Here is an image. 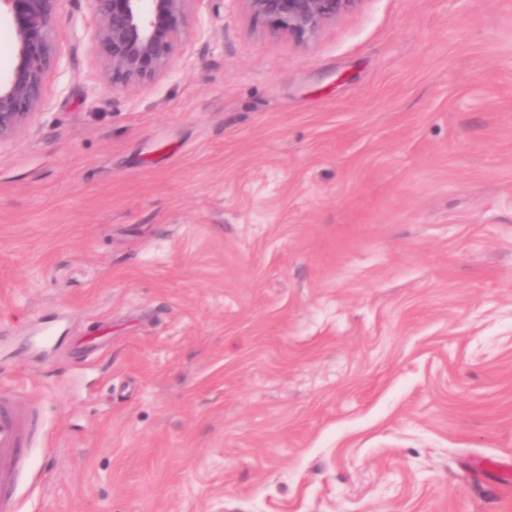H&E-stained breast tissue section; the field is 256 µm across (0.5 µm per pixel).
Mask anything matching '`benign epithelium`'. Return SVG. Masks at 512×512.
<instances>
[{
	"instance_id": "benign-epithelium-1",
	"label": "benign epithelium",
	"mask_w": 512,
	"mask_h": 512,
	"mask_svg": "<svg viewBox=\"0 0 512 512\" xmlns=\"http://www.w3.org/2000/svg\"><path fill=\"white\" fill-rule=\"evenodd\" d=\"M95 15L93 46L108 64L114 92L154 79L168 67L178 23L192 0H88ZM275 35L302 38L351 11L359 0H245ZM64 0H0V20L14 34V65L0 76V144L24 131L42 105L57 62L53 20Z\"/></svg>"
}]
</instances>
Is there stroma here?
<instances>
[{"label":"stroma","instance_id":"obj_1","mask_svg":"<svg viewBox=\"0 0 512 512\" xmlns=\"http://www.w3.org/2000/svg\"><path fill=\"white\" fill-rule=\"evenodd\" d=\"M54 29L0 145L17 512H512V0H193L114 93ZM274 35L303 38L327 21L351 11L359 0H245Z\"/></svg>","mask_w":512,"mask_h":512}]
</instances>
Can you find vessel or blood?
<instances>
[{
	"instance_id": "1",
	"label": "vessel or blood",
	"mask_w": 512,
	"mask_h": 512,
	"mask_svg": "<svg viewBox=\"0 0 512 512\" xmlns=\"http://www.w3.org/2000/svg\"><path fill=\"white\" fill-rule=\"evenodd\" d=\"M41 425L35 407L0 390V512H16V486L26 448Z\"/></svg>"
}]
</instances>
